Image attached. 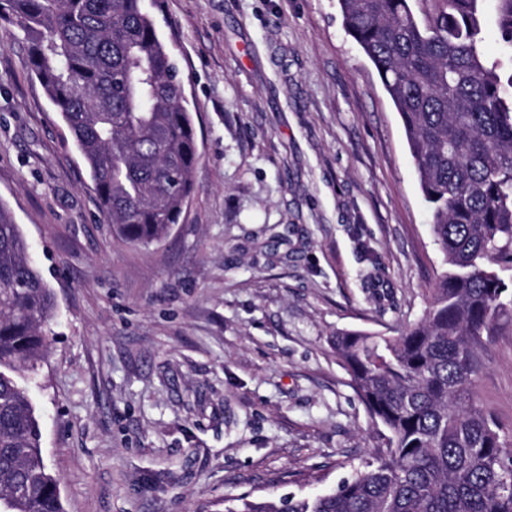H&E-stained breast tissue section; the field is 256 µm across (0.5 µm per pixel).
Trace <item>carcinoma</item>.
Here are the masks:
<instances>
[{
    "instance_id": "1",
    "label": "carcinoma",
    "mask_w": 512,
    "mask_h": 512,
    "mask_svg": "<svg viewBox=\"0 0 512 512\" xmlns=\"http://www.w3.org/2000/svg\"><path fill=\"white\" fill-rule=\"evenodd\" d=\"M482 0H339L344 26L399 113L447 264L398 336L336 332V354L386 431L370 469L329 494L228 501L224 512H512V454L477 402L484 340L512 326V75L484 52ZM87 163L100 211L138 246L168 236L196 190L194 122L144 0H0ZM512 51V0H495ZM55 294L0 204V512H64L38 415L11 373L34 372Z\"/></svg>"
}]
</instances>
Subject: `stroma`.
I'll return each mask as SVG.
<instances>
[{"instance_id":"stroma-1","label":"stroma","mask_w":512,"mask_h":512,"mask_svg":"<svg viewBox=\"0 0 512 512\" xmlns=\"http://www.w3.org/2000/svg\"><path fill=\"white\" fill-rule=\"evenodd\" d=\"M200 158L163 241L129 245L0 22V203L55 292L25 380L65 512H224L318 495L383 443L340 330L395 336L444 256L402 120L338 0H147ZM478 401L512 450V331L485 342Z\"/></svg>"}]
</instances>
